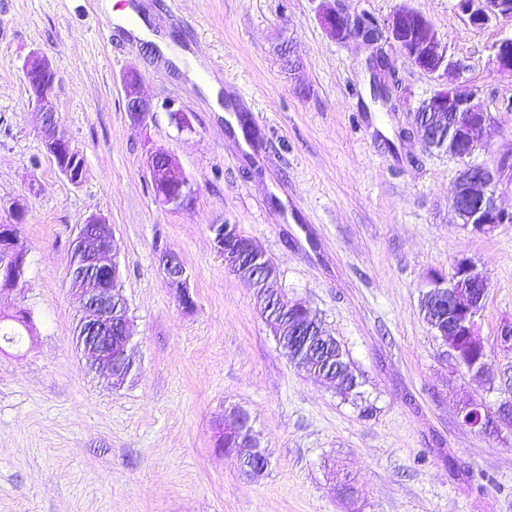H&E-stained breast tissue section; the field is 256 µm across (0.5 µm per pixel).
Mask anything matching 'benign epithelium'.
I'll return each instance as SVG.
<instances>
[{"instance_id": "benign-epithelium-1", "label": "benign epithelium", "mask_w": 512, "mask_h": 512, "mask_svg": "<svg viewBox=\"0 0 512 512\" xmlns=\"http://www.w3.org/2000/svg\"><path fill=\"white\" fill-rule=\"evenodd\" d=\"M457 8L467 16L470 24L481 28L500 18L512 19V11L505 10L502 0H458ZM319 21L326 34L337 42L360 39L372 48L371 59L379 62L384 72H394V66L384 44L411 62L419 70L438 81L436 87L413 112L409 130L417 134L427 149L434 148L433 139L440 136L448 145L450 155L462 163L451 207L460 223L475 230L490 232L500 224L512 222V211L498 207L493 187L511 169L504 163H472L470 159L484 147L483 135L489 121L478 92L466 82L448 83V74L466 70L465 63L448 54L434 32L433 24L423 14L402 7L383 23H369L363 18H351L324 0ZM491 61L504 74H512V36L502 38L492 47ZM25 82L35 99L42 116L44 147L60 172L73 184L81 182L82 169L74 167L70 155L72 142L59 125L52 93L56 72L47 58L31 55L23 68ZM140 78L136 73L124 79L125 112L130 125L141 128L155 106L145 99L139 89ZM149 169L156 185L164 187L159 193L160 205L182 210L189 207L195 196L194 183L164 151L150 154ZM22 214L14 215V222L0 225V303L11 297L26 274L28 249L21 238L18 223ZM239 238L236 225L215 224L211 228L217 253L224 257V265L236 276L247 281L257 272L243 259L234 260L228 255V233ZM73 244L80 245L71 265L70 276L81 281L91 280V287L74 289V294L92 318L78 324L76 344L92 362L111 376L122 377L133 369L128 355L132 339V325L126 303L117 300L116 284L121 280L118 262L113 257L112 227L97 213L89 215L80 226ZM160 266L169 283L177 288L183 307L192 306L189 293V276L178 256L165 253ZM427 293L448 298V318L459 335V342L448 347L449 355L457 368L470 374L482 375L488 369L487 357L469 358L474 348L486 349L476 332L475 317L484 307L489 293V282L473 262L459 260L445 277L429 280ZM465 427L482 436H495L502 431L512 432V394L498 403L489 419L474 423L461 419ZM245 429L241 412L233 410L224 417V426L217 429L215 450L224 452V443H244Z\"/></svg>"}]
</instances>
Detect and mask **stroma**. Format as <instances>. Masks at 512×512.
<instances>
[{
  "instance_id": "obj_1",
  "label": "stroma",
  "mask_w": 512,
  "mask_h": 512,
  "mask_svg": "<svg viewBox=\"0 0 512 512\" xmlns=\"http://www.w3.org/2000/svg\"><path fill=\"white\" fill-rule=\"evenodd\" d=\"M135 5L179 60L117 30L101 0H0V224L24 214L28 267L18 307L33 336L0 348V512H512V432L481 437L459 410L496 403L512 354L496 338L512 321V224L482 233L449 202L461 168L407 131V110L434 79L402 56L405 108L370 98L369 46L337 42L320 0H115ZM384 21L406 6L463 60L489 124L478 162L512 159V74L491 48L512 21L474 28L457 0H338ZM288 42L298 61L283 69ZM52 63L61 128L84 163L72 184L46 153L23 76L32 54ZM246 102L256 138L242 147L235 113L219 116L192 63ZM141 75L156 104L145 126L124 111L123 78ZM188 118L178 127L162 103ZM171 153L194 181L193 204L154 200L148 156ZM93 213L112 226L136 368L109 380L72 342L83 310L69 287L71 242ZM214 224H236L277 269L273 290L305 303L345 346L358 399L295 368L224 266ZM175 253L190 277L183 308L159 266ZM467 259L487 275L477 317L488 371H458L419 312L433 274ZM246 410L269 454L256 479L213 448L225 413ZM350 479L353 495L339 492Z\"/></svg>"
}]
</instances>
